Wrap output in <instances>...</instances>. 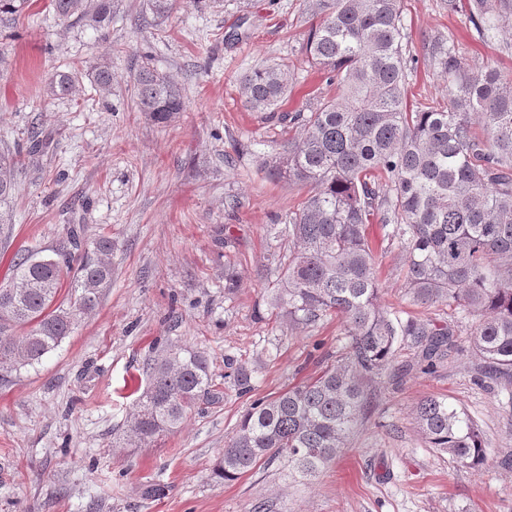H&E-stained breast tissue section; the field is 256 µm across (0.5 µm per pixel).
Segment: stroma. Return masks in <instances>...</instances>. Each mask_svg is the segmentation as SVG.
Instances as JSON below:
<instances>
[{"mask_svg":"<svg viewBox=\"0 0 512 512\" xmlns=\"http://www.w3.org/2000/svg\"><path fill=\"white\" fill-rule=\"evenodd\" d=\"M411 107L447 100L428 38L450 35L470 66L512 70V52L479 36L448 0H401ZM145 0H112L106 30L65 22L34 0L0 33V150L21 154L11 221L0 224V284L24 249L55 247L69 224L112 238V286L99 308L39 364L0 381V512H512V383L481 376L470 348L475 316L411 307L403 258L379 257L382 306L425 319L453 316L456 346L429 373L401 345L370 381V410L330 466L308 482L279 458L234 481L214 478L224 443L258 399L278 395L333 363L346 343L339 319L294 331L260 318L273 285L269 256L283 250L298 186L262 168L282 126L249 109L241 80L275 60L290 71L281 109L309 111L336 88L307 62L309 0H178L152 21ZM181 86L186 110L167 125L135 107L140 54ZM112 66V93L90 84L49 96L68 66ZM42 151L30 152L32 139ZM238 283L224 288V268ZM204 352L224 395L181 428L138 445L122 429L148 383L147 361L167 346ZM251 373L239 393L237 367ZM435 395L481 428L487 460L470 469L429 448L412 411ZM165 485L161 498L144 485Z\"/></svg>","mask_w":512,"mask_h":512,"instance_id":"stroma-1","label":"stroma"}]
</instances>
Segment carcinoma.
<instances>
[{
	"mask_svg": "<svg viewBox=\"0 0 512 512\" xmlns=\"http://www.w3.org/2000/svg\"><path fill=\"white\" fill-rule=\"evenodd\" d=\"M32 0H0V30ZM64 21L98 29L112 0H46ZM157 19L176 0H148ZM316 21L306 53L338 93L309 112H284L288 136L263 160L268 175L307 189L288 217V252L273 257L277 275L268 305L294 330L327 316L345 322L347 345L317 376L254 402L224 446L215 478L232 481L259 464L288 460L293 477L309 480L347 447L370 408L366 381L391 365L407 339L420 367L432 370L455 345L456 330L432 319L401 320L379 303L378 257L368 226L381 220L387 247L404 256V293L414 304L444 303L479 316L472 352L493 377L512 372V73L469 68L448 38L424 44L430 64L448 80V105L410 109L406 102V45L400 0H313ZM465 9L480 31L497 38L512 27V0H448ZM86 79L112 92V68L57 71L54 96L76 93ZM288 69L270 63L243 80L245 103L257 111L288 94ZM135 105L155 123L185 109L179 86L139 57ZM17 159L0 154V224L9 223ZM112 286V238L88 243L70 224L43 257L27 250L0 285V380L39 363L94 312ZM209 363L198 351L170 346L149 364L125 437L137 444L181 426L202 404L217 403ZM414 420L425 442L463 466L486 459L480 429L461 407L437 396L421 399Z\"/></svg>",
	"mask_w": 512,
	"mask_h": 512,
	"instance_id": "carcinoma-1",
	"label": "carcinoma"
}]
</instances>
